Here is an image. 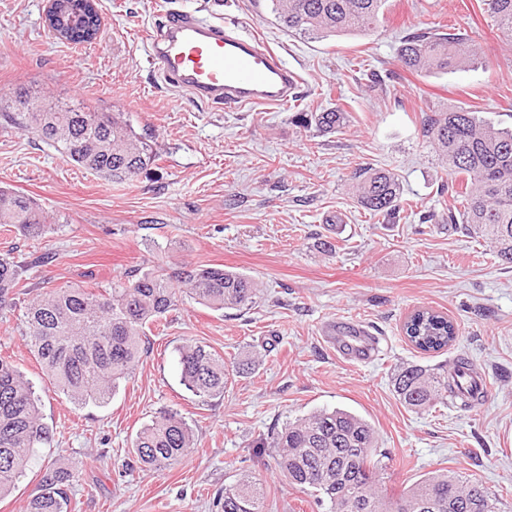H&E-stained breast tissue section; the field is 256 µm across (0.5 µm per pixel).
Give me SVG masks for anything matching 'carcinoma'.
Here are the masks:
<instances>
[{"label": "carcinoma", "instance_id": "carcinoma-1", "mask_svg": "<svg viewBox=\"0 0 512 512\" xmlns=\"http://www.w3.org/2000/svg\"><path fill=\"white\" fill-rule=\"evenodd\" d=\"M282 28L294 35L328 39L366 35L373 30L387 0H268ZM498 32L512 39V0H483ZM477 55L469 38L429 28L408 34L397 49L403 69L425 75L472 70ZM338 109L298 112L295 121L323 133L347 122ZM41 137L77 166L114 183H130L152 166L157 153L136 133L122 112H90L59 107L30 112ZM424 133L447 162L448 190L461 200L450 223L468 236L485 239L499 262L512 266V129L499 128L472 110H435L424 120ZM357 202L369 212L395 217L401 210L398 177L387 170L361 168L354 173ZM24 236L39 237L48 224L30 198L0 188V225ZM20 262L0 255V312L27 297L24 336L53 392L73 406L103 405L129 380L144 353L146 328L177 307L186 292L198 304L222 311L244 309L261 292L251 276L219 267H196L172 274L126 272L112 287L64 286L43 291L27 285ZM409 342L423 352H440L454 340L451 320L431 309H418L405 320ZM181 382L207 400L224 396L230 373L224 357L208 345L179 348ZM399 400L416 412L427 411L463 387L448 377V367L407 365L395 375ZM40 399L33 385L9 359L0 356V497L8 495L47 442ZM185 419L164 410L136 434L137 462L163 470L194 446ZM276 449V466L289 482L312 489L332 512H501L498 499L477 481L446 473L421 479L397 497L379 491L383 464L376 454V434L365 418L344 409L320 410L287 422L260 443ZM341 482H336V476ZM78 474L66 463L46 466L26 512H67ZM222 512H265L262 484L244 475L224 486Z\"/></svg>", "mask_w": 512, "mask_h": 512}]
</instances>
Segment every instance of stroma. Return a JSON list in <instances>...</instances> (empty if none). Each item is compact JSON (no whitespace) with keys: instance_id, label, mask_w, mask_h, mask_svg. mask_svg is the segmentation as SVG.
<instances>
[{"instance_id":"35a3bbf8","label":"stroma","mask_w":512,"mask_h":512,"mask_svg":"<svg viewBox=\"0 0 512 512\" xmlns=\"http://www.w3.org/2000/svg\"><path fill=\"white\" fill-rule=\"evenodd\" d=\"M98 9L99 39L75 45L49 32L45 0H0V187L36 201L49 224L35 239L0 226V254H48L26 274L35 288H106L134 266L206 265L248 274L263 295L224 312L182 296L165 325L148 331L132 378L101 407L76 408L49 390L22 335L23 308L0 313V355L40 394L50 434L0 512H25L42 470L59 458L79 475L68 512H219L218 496L243 473L264 483L266 512H329L289 483L259 442L335 408L373 425L388 495L446 471L481 482L512 512V269L484 240L449 224L459 204L423 135L429 110L451 106L512 126V40L482 0H388L371 35L327 40L288 35L268 0H98ZM178 11L245 24L302 77L296 101L224 112L155 78L146 36ZM430 27L467 31L477 68L423 76L398 67L401 39ZM20 92L124 113L158 159L130 184L78 168L20 119ZM337 108L348 123L335 133L292 120ZM367 166L398 175L404 209L396 219L354 201L352 176ZM427 212L434 218L425 223ZM327 241L334 251H324ZM422 307L454 323L447 350L422 353L405 338V319ZM350 320L379 337L374 362L337 357L329 338ZM188 342L256 363L223 397L205 401L180 382L177 349ZM460 358L489 386L483 405L417 413L399 401L397 367ZM166 409L185 418L197 445L154 471L136 461L132 442Z\"/></svg>"}]
</instances>
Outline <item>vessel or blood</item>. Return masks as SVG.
Returning <instances> with one entry per match:
<instances>
[{
    "label": "vessel or blood",
    "mask_w": 512,
    "mask_h": 512,
    "mask_svg": "<svg viewBox=\"0 0 512 512\" xmlns=\"http://www.w3.org/2000/svg\"><path fill=\"white\" fill-rule=\"evenodd\" d=\"M150 61L167 84L214 108L277 106L302 79L250 33L191 12H177L150 36ZM336 350L347 360L373 361L374 336L361 324L337 330Z\"/></svg>",
    "instance_id": "vessel-or-blood-1"
}]
</instances>
